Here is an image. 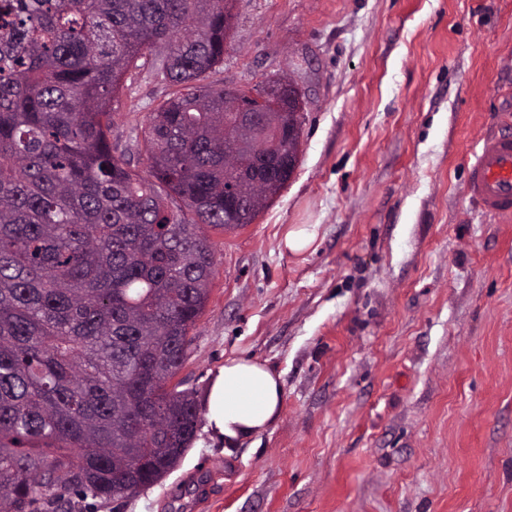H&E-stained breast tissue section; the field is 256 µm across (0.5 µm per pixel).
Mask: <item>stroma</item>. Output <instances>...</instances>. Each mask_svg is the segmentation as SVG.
Returning <instances> with one entry per match:
<instances>
[{
    "label": "stroma",
    "instance_id": "obj_1",
    "mask_svg": "<svg viewBox=\"0 0 512 512\" xmlns=\"http://www.w3.org/2000/svg\"><path fill=\"white\" fill-rule=\"evenodd\" d=\"M213 80L292 74L298 167L243 228L206 229L211 293L180 371L197 402L231 358L281 376L283 410L225 450L207 428L160 483L83 512H512V216L463 194L512 134V0H235ZM112 151L174 88L128 74ZM314 224L295 255L288 230ZM282 90L288 93V95L295 99V108H294V116H295V124L296 126H299L302 123L303 119V112H304V93L302 92L301 88L298 86L297 83L294 82L293 79L290 80V86L288 84H283ZM301 130L302 125L299 126L298 131L293 138V140L289 144V149L295 158L296 167L299 162V154H300V138H301ZM295 167V169H296ZM295 169L292 171V174L294 173Z\"/></svg>",
    "mask_w": 512,
    "mask_h": 512
}]
</instances>
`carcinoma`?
I'll return each instance as SVG.
<instances>
[{
	"instance_id": "carcinoma-1",
	"label": "carcinoma",
	"mask_w": 512,
	"mask_h": 512,
	"mask_svg": "<svg viewBox=\"0 0 512 512\" xmlns=\"http://www.w3.org/2000/svg\"><path fill=\"white\" fill-rule=\"evenodd\" d=\"M0 512L73 487L103 503L149 488L200 421L174 378L210 294L202 228L256 218L275 164L224 128L247 93L209 81L234 16L224 0H0ZM151 57L176 92L112 154L114 100Z\"/></svg>"
}]
</instances>
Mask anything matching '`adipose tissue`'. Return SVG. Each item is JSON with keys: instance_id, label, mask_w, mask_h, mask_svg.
<instances>
[{"instance_id": "obj_1", "label": "adipose tissue", "mask_w": 512, "mask_h": 512, "mask_svg": "<svg viewBox=\"0 0 512 512\" xmlns=\"http://www.w3.org/2000/svg\"><path fill=\"white\" fill-rule=\"evenodd\" d=\"M207 428L236 447L270 427L283 409L279 374L251 359L227 360L213 377L205 397Z\"/></svg>"}]
</instances>
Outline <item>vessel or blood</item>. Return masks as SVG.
I'll use <instances>...</instances> for the list:
<instances>
[{"label":"vessel or blood","instance_id":"vessel-or-blood-1","mask_svg":"<svg viewBox=\"0 0 512 512\" xmlns=\"http://www.w3.org/2000/svg\"><path fill=\"white\" fill-rule=\"evenodd\" d=\"M467 195L491 215H512V137L484 139L470 160Z\"/></svg>","mask_w":512,"mask_h":512}]
</instances>
